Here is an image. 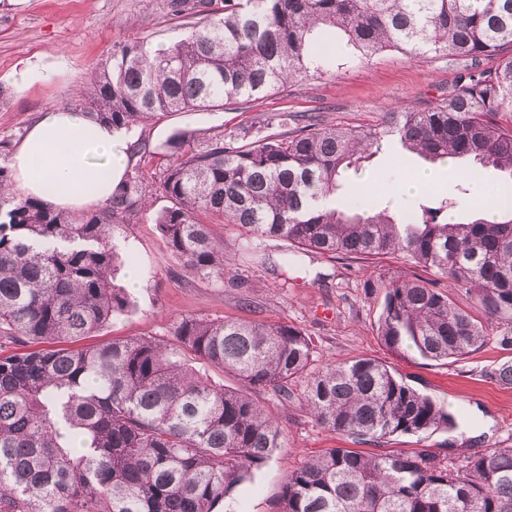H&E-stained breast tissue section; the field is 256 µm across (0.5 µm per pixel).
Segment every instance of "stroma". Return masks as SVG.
Wrapping results in <instances>:
<instances>
[{"label": "stroma", "instance_id": "stroma-1", "mask_svg": "<svg viewBox=\"0 0 512 512\" xmlns=\"http://www.w3.org/2000/svg\"><path fill=\"white\" fill-rule=\"evenodd\" d=\"M190 23L189 16L171 10L170 0H0V142L14 149L42 110L81 98L93 66L115 47L138 40L152 49L164 48ZM469 69L468 60L451 55L409 58L384 51L331 75L296 81L242 110L179 112L135 127L129 137L159 144L184 130L205 138L242 118L277 112H316L327 126H364L397 107H429ZM427 167L436 174L430 191L456 193L457 171L397 147L383 148L362 171L349 173L347 182L361 195H376L381 202L392 197L409 208L421 194L403 192L400 186L409 174ZM165 204V199H155L118 236L119 251L133 258L142 276L141 288L131 294L137 310L113 320L90 337V344L130 336L162 339L172 320L184 315L285 320L310 337L314 368L358 357L378 359L459 419L454 431L394 436L380 441V448H429L451 460L484 448H512V385L495 376L503 362L512 361V350L501 349L492 339L464 360L438 364L413 353L394 354L378 336L380 300L367 289V281L423 277L447 286L435 270L410 266L396 255L364 260L318 254H300L288 266L270 269L239 250L237 227L217 224L213 232L224 245L227 271L223 281H203L172 256L156 230V214ZM303 391V384H295L286 400L270 389L254 391V399L281 426V446L225 499L226 512H276L290 470L327 449L356 448L352 437L329 430L310 415Z\"/></svg>", "mask_w": 512, "mask_h": 512}]
</instances>
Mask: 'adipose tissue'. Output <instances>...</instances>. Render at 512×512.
Listing matches in <instances>:
<instances>
[{
	"label": "adipose tissue",
	"mask_w": 512,
	"mask_h": 512,
	"mask_svg": "<svg viewBox=\"0 0 512 512\" xmlns=\"http://www.w3.org/2000/svg\"><path fill=\"white\" fill-rule=\"evenodd\" d=\"M129 161L125 132L95 125L73 107L55 106L30 126L9 166L19 196L78 212L106 203Z\"/></svg>",
	"instance_id": "ef3b65f1"
}]
</instances>
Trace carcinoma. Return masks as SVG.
<instances>
[{
    "label": "carcinoma",
    "instance_id": "carcinoma-1",
    "mask_svg": "<svg viewBox=\"0 0 512 512\" xmlns=\"http://www.w3.org/2000/svg\"><path fill=\"white\" fill-rule=\"evenodd\" d=\"M213 0L193 3L181 40L149 51L139 41L96 64L76 103L97 125L130 130L176 112L222 111L255 102L308 76L341 31L358 57L385 50L479 61L423 110L395 108L366 128L323 127L286 112L222 130L204 141L183 131L135 153L165 165L147 183L129 168L100 209L56 210L12 191L0 157V512H218L252 468L281 447L277 419L250 390L283 399L305 384L310 414L359 443L440 428L458 417L412 388L384 362L360 357L322 370L311 343L286 321L182 316L169 340L143 337L76 346L132 312L117 283L127 265L115 239L153 195L168 201L157 231L202 280L224 277V245L201 216L255 242L288 243L290 255L400 254L438 271L428 280L369 282L381 295L378 336L395 354L460 361L490 328L512 346V207L484 203L501 219L448 221L466 207L475 166L512 178V0ZM430 163L467 160L458 193H430L408 214L336 199L348 170L383 147ZM473 301L466 310L457 299ZM200 361L239 383H212ZM277 512H512V448L448 463L427 450L329 448L286 475Z\"/></svg>",
    "mask_w": 512,
    "mask_h": 512
}]
</instances>
